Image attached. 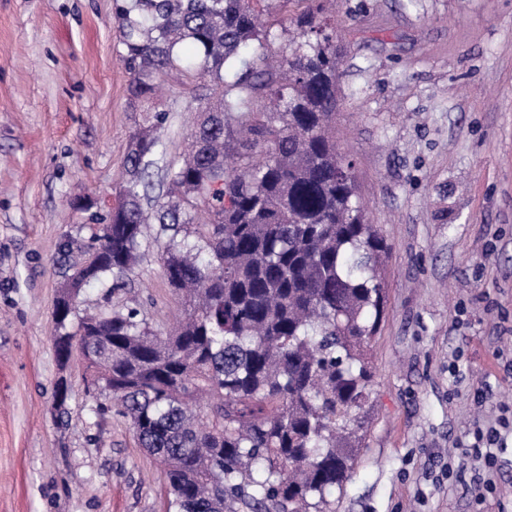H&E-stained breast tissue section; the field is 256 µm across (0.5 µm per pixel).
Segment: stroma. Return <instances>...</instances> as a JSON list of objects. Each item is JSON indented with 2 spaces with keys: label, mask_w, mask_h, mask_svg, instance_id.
Returning a JSON list of instances; mask_svg holds the SVG:
<instances>
[{
  "label": "stroma",
  "mask_w": 512,
  "mask_h": 512,
  "mask_svg": "<svg viewBox=\"0 0 512 512\" xmlns=\"http://www.w3.org/2000/svg\"><path fill=\"white\" fill-rule=\"evenodd\" d=\"M326 17L336 145L391 248L369 424L336 512H512V0H328ZM128 86L113 0H0V512H168L155 460L124 418L96 416L81 362L52 345L61 242L115 203L136 128H156L165 196L206 91L166 75L159 124ZM157 230L125 288L88 284L80 310L175 327ZM488 427L506 446L481 501V462L457 475L448 458Z\"/></svg>",
  "instance_id": "35a3bbf8"
}]
</instances>
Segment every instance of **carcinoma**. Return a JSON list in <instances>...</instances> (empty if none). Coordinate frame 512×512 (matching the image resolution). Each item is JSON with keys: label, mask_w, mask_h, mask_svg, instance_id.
I'll use <instances>...</instances> for the list:
<instances>
[{"label": "carcinoma", "mask_w": 512, "mask_h": 512, "mask_svg": "<svg viewBox=\"0 0 512 512\" xmlns=\"http://www.w3.org/2000/svg\"><path fill=\"white\" fill-rule=\"evenodd\" d=\"M113 2L131 99L158 110L172 70L208 92L155 208L143 199L158 138L134 131L124 196L88 239L69 237L65 280L92 263V281L125 285L154 222L184 316L162 336L136 309L82 315L75 303L53 341L102 375L93 394L111 405L95 414L126 419L163 471L169 512H333L365 431L389 245L331 128L339 71L323 0L289 18L306 40L280 49L278 69L277 35L258 23L266 0Z\"/></svg>", "instance_id": "1"}]
</instances>
